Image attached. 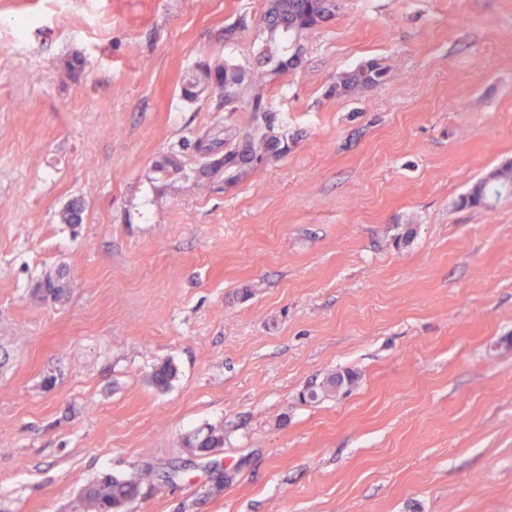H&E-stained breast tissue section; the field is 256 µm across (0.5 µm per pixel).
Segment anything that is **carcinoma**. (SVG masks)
Returning a JSON list of instances; mask_svg holds the SVG:
<instances>
[{
	"instance_id": "obj_1",
	"label": "carcinoma",
	"mask_w": 512,
	"mask_h": 512,
	"mask_svg": "<svg viewBox=\"0 0 512 512\" xmlns=\"http://www.w3.org/2000/svg\"><path fill=\"white\" fill-rule=\"evenodd\" d=\"M336 15V0H268L262 23L269 38L258 50L257 67L247 69L226 57L224 61L197 66L198 74L182 85V96L192 100L199 92L198 77H203L207 86L218 92L229 112L237 111L236 103L241 91L254 89L251 98L252 111L268 112L261 85L270 75H280L297 66L300 57L293 53V38L300 33L323 25ZM383 74L375 62L359 66L344 81V84L374 82ZM277 146V141L265 135L245 131L236 137L234 147L224 153V169H237L251 163H260L264 155ZM512 189V167L506 166L491 172L471 189L466 202L475 206H488V201L502 192ZM151 480L145 472L134 480L118 479L105 474L91 482L80 497L82 512H121L128 503L140 494L142 483Z\"/></svg>"
}]
</instances>
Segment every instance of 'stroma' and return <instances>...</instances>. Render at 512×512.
<instances>
[{
	"label": "stroma",
	"mask_w": 512,
	"mask_h": 512,
	"mask_svg": "<svg viewBox=\"0 0 512 512\" xmlns=\"http://www.w3.org/2000/svg\"><path fill=\"white\" fill-rule=\"evenodd\" d=\"M336 4L266 114L181 94L266 0H0V512H512V0ZM234 147L224 153V159L220 164H224V169L231 170L251 163H261L264 155L277 146L276 139L265 135L257 137L251 131H245L237 135ZM512 191V167L506 166L491 172L471 189L466 202L475 206L490 207V200L504 191ZM486 201H489L486 203ZM150 480L149 472L142 473L134 480L118 479L105 474L83 490L80 497L82 512H121L141 494L142 483Z\"/></svg>",
	"instance_id": "obj_1"
}]
</instances>
